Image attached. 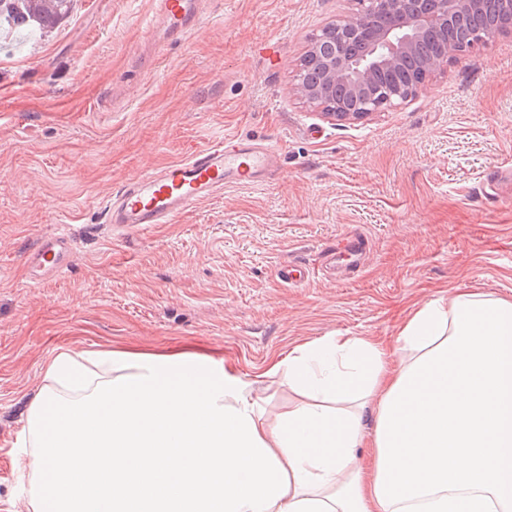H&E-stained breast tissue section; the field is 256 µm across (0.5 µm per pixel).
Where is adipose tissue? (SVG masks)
<instances>
[{"mask_svg":"<svg viewBox=\"0 0 512 512\" xmlns=\"http://www.w3.org/2000/svg\"><path fill=\"white\" fill-rule=\"evenodd\" d=\"M396 341L326 336L249 379L195 353L59 350L17 444L25 512H512V299L455 289ZM269 380L288 413L256 395Z\"/></svg>","mask_w":512,"mask_h":512,"instance_id":"adipose-tissue-1","label":"adipose tissue"}]
</instances>
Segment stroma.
Listing matches in <instances>:
<instances>
[{"label": "stroma", "mask_w": 512, "mask_h": 512, "mask_svg": "<svg viewBox=\"0 0 512 512\" xmlns=\"http://www.w3.org/2000/svg\"><path fill=\"white\" fill-rule=\"evenodd\" d=\"M355 7L208 0L159 58L152 0H76L55 32L0 44V512H22L13 445L58 349H184L251 376L339 332L394 342L457 288L512 299V185L494 184L512 170V35L455 55L407 105L332 122L293 85L309 36ZM235 138L277 151L269 182L170 224H106L128 179ZM63 229L70 267L30 284L25 254ZM353 232L370 240L361 270L323 276ZM287 263L308 280L283 282Z\"/></svg>", "instance_id": "35a3bbf8"}]
</instances>
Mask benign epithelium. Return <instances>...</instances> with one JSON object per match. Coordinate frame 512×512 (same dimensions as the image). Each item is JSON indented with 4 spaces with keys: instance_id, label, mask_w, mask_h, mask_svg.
<instances>
[{
    "instance_id": "benign-epithelium-1",
    "label": "benign epithelium",
    "mask_w": 512,
    "mask_h": 512,
    "mask_svg": "<svg viewBox=\"0 0 512 512\" xmlns=\"http://www.w3.org/2000/svg\"><path fill=\"white\" fill-rule=\"evenodd\" d=\"M361 8L329 23L336 30V48L322 47L319 35L309 37L305 55L317 60L323 70V90L297 78L294 93L331 121L355 122L388 108L399 107L427 88L443 71L448 59L458 54L449 45L443 53L423 61L416 80L406 86L371 90L375 73L394 69L412 56L428 33H443L448 24L462 19L480 0H358ZM388 12L398 23L379 29L363 52L351 54L346 48L361 41L376 14Z\"/></svg>"
}]
</instances>
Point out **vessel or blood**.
Segmentation results:
<instances>
[{"instance_id": "vessel-or-blood-1", "label": "vessel or blood", "mask_w": 512, "mask_h": 512, "mask_svg": "<svg viewBox=\"0 0 512 512\" xmlns=\"http://www.w3.org/2000/svg\"><path fill=\"white\" fill-rule=\"evenodd\" d=\"M203 0H153L151 20L163 31V42L182 39L198 23ZM274 166V152L266 145L228 140L192 153L177 163L130 179L106 202L108 223L124 230L147 224H169L199 201L223 192L225 186L261 182ZM72 239L60 231L42 238L25 256L31 283L44 273L68 270Z\"/></svg>"}]
</instances>
